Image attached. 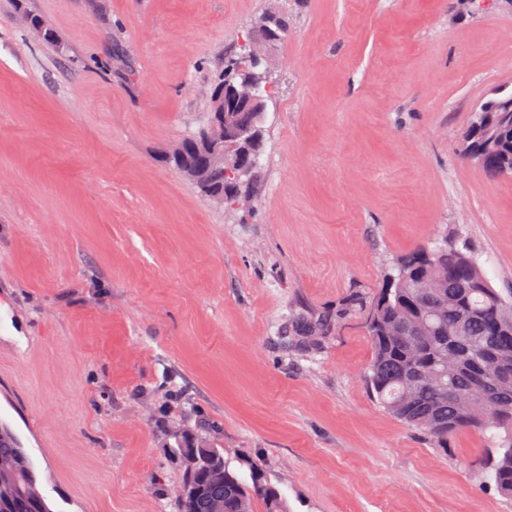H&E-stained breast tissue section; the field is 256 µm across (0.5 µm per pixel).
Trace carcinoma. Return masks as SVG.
I'll return each mask as SVG.
<instances>
[{
  "instance_id": "carcinoma-1",
  "label": "carcinoma",
  "mask_w": 512,
  "mask_h": 512,
  "mask_svg": "<svg viewBox=\"0 0 512 512\" xmlns=\"http://www.w3.org/2000/svg\"><path fill=\"white\" fill-rule=\"evenodd\" d=\"M478 117L462 133L460 153L483 159L491 177L512 175V93L495 92L477 104ZM219 128L207 121L196 133L162 147L159 154L208 198L224 188L226 175L192 177L202 161L200 145ZM366 315L373 357L367 382L373 397L401 421L426 432L441 448L448 436L473 430L500 434L489 473L512 495V289L491 286L476 256L446 242L397 260L395 273L369 299L356 296L346 312ZM330 321L298 314L288 323L291 342L317 345ZM181 464L176 489L179 512H288L280 487L258 471L246 484L224 451L178 428L172 432ZM0 512H53L34 462L14 437H0Z\"/></svg>"
}]
</instances>
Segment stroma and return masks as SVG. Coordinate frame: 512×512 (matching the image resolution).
Instances as JSON below:
<instances>
[{"instance_id": "obj_1", "label": "stroma", "mask_w": 512, "mask_h": 512, "mask_svg": "<svg viewBox=\"0 0 512 512\" xmlns=\"http://www.w3.org/2000/svg\"><path fill=\"white\" fill-rule=\"evenodd\" d=\"M270 10L253 202L217 205L157 149ZM504 85L512 0H0V416L53 512H177L170 431L200 420L290 512H512L496 438L442 448L373 399L362 314L288 342L444 235L512 289V176L458 152ZM327 318L313 314H298L288 323V338L292 344L305 348L316 346L330 330Z\"/></svg>"}]
</instances>
